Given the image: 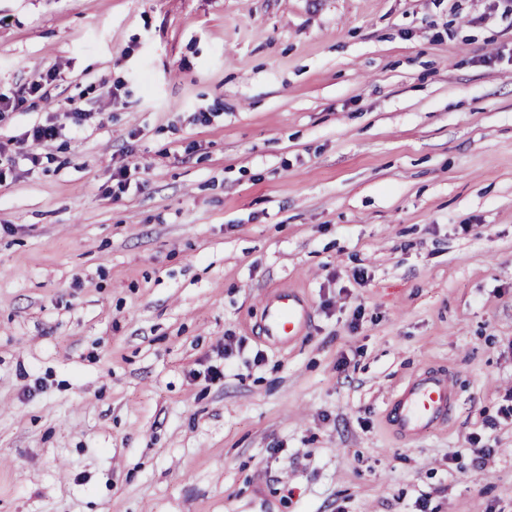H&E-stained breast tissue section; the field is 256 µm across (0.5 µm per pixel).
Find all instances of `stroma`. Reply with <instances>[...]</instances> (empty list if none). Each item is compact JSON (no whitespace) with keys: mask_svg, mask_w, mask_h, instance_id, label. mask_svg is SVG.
<instances>
[{"mask_svg":"<svg viewBox=\"0 0 512 512\" xmlns=\"http://www.w3.org/2000/svg\"><path fill=\"white\" fill-rule=\"evenodd\" d=\"M20 96L0 512H512L495 0H0ZM276 288L312 307L285 347L258 329ZM426 365L459 400L404 442L383 412Z\"/></svg>","mask_w":512,"mask_h":512,"instance_id":"stroma-1","label":"stroma"}]
</instances>
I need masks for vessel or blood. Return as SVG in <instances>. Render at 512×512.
Returning a JSON list of instances; mask_svg holds the SVG:
<instances>
[{
    "label": "vessel or blood",
    "mask_w": 512,
    "mask_h": 512,
    "mask_svg": "<svg viewBox=\"0 0 512 512\" xmlns=\"http://www.w3.org/2000/svg\"><path fill=\"white\" fill-rule=\"evenodd\" d=\"M309 320V308L294 290L284 288L275 291L261 304L260 327L270 345L292 343ZM457 399V388L444 370L421 367L392 394L385 410L386 424L401 440L419 439L430 431L447 426Z\"/></svg>",
    "instance_id": "obj_1"
}]
</instances>
